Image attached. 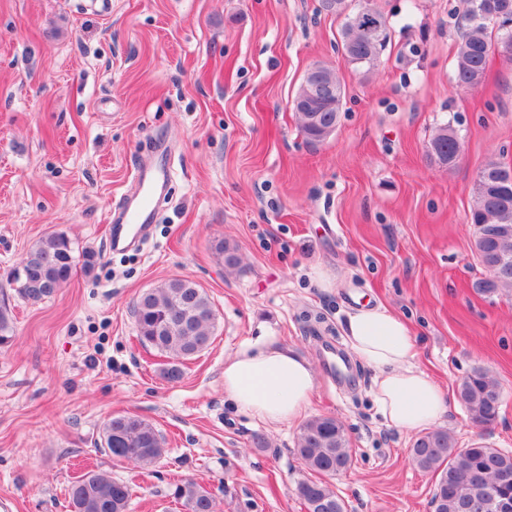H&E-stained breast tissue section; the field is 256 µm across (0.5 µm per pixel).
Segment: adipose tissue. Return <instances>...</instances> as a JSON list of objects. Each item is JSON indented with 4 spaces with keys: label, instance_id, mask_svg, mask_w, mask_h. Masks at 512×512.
Segmentation results:
<instances>
[{
    "label": "adipose tissue",
    "instance_id": "1",
    "mask_svg": "<svg viewBox=\"0 0 512 512\" xmlns=\"http://www.w3.org/2000/svg\"><path fill=\"white\" fill-rule=\"evenodd\" d=\"M345 335L355 356L376 371L373 398L389 426L413 432L439 421L443 390L414 367L415 339L397 314L380 305L355 308L347 314ZM315 390L310 362L273 339L224 363L225 398L270 425L300 418Z\"/></svg>",
    "mask_w": 512,
    "mask_h": 512
}]
</instances>
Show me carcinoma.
<instances>
[{
    "label": "carcinoma",
    "mask_w": 512,
    "mask_h": 512,
    "mask_svg": "<svg viewBox=\"0 0 512 512\" xmlns=\"http://www.w3.org/2000/svg\"><path fill=\"white\" fill-rule=\"evenodd\" d=\"M335 14L344 17L342 49L348 62L371 71L388 38L386 19L369 8L358 17L349 0H335ZM500 0H464V25L454 55V81L465 91L478 88L485 77L490 54L508 38L512 27L495 25L492 20L478 21L483 11L491 12ZM341 83H336V106L324 112H301L299 120L304 137L319 142L333 134L342 108ZM460 138L446 124L429 141L428 156L437 164L452 168L460 155ZM480 182H500L489 192L475 190L468 221L483 224L487 235L473 238V251L489 276L477 281L474 290L492 295L512 289V166L494 159L480 169ZM75 247L62 232H54L38 241L20 265L7 278L17 295L26 301L40 302L53 296L73 277L76 269ZM139 340L169 358L162 372L168 382L183 376L182 362L206 350L213 336L215 311L207 292L194 281L172 278L143 292L134 304ZM14 319L10 306L0 304V348L14 339ZM457 395L471 420L492 425L499 413L500 392L494 380L478 369L460 383ZM165 439L154 425L137 415H118L108 419L102 429L101 446L112 459L146 469L165 453ZM344 423L320 415L300 428L296 454L310 477L297 484V494L307 512H346L344 500L327 478L345 470L351 463ZM414 464L435 476L431 504L434 512H493L478 506L482 485L499 483L498 495L512 500V453L476 441L465 448L456 446L445 430L419 435L412 444ZM132 486L104 472L90 471L70 488L72 512H127ZM171 498L181 512H217L213 494L193 479L174 485Z\"/></svg>",
    "instance_id": "obj_1"
}]
</instances>
